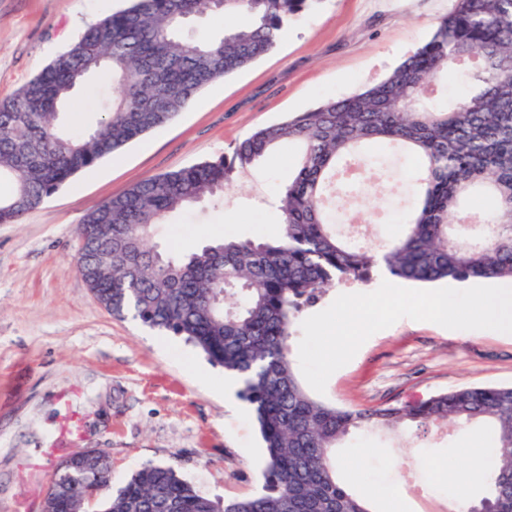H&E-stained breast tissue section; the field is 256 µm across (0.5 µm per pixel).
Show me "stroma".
<instances>
[{
    "instance_id": "obj_1",
    "label": "stroma",
    "mask_w": 512,
    "mask_h": 512,
    "mask_svg": "<svg viewBox=\"0 0 512 512\" xmlns=\"http://www.w3.org/2000/svg\"><path fill=\"white\" fill-rule=\"evenodd\" d=\"M455 0H316L268 54L198 94L172 121L78 173L16 224H0V512H42L65 457L102 449L121 484L142 464L176 468L214 499L259 493L264 451L250 406L224 396L225 373L181 338L118 318L74 269L87 208L132 184L210 159L288 114L380 79L423 46ZM117 0H0V100L10 98ZM297 149L272 152L220 205L173 213L160 250L179 254L231 233L279 231L275 201ZM512 385V335L403 318L329 378L325 400L349 409L413 403L452 388ZM494 444L479 424L415 434L359 431L336 455L361 495L383 490L407 512L436 499L441 474L473 466L458 450Z\"/></svg>"
}]
</instances>
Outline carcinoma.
I'll return each instance as SVG.
<instances>
[{
	"label": "carcinoma",
	"instance_id": "cac0c4a2",
	"mask_svg": "<svg viewBox=\"0 0 512 512\" xmlns=\"http://www.w3.org/2000/svg\"><path fill=\"white\" fill-rule=\"evenodd\" d=\"M209 0H131L57 53L0 101V224L18 222L77 173L172 120L198 92L273 49L288 21L316 0H220L245 25L221 39L187 41L178 27ZM450 72L469 87L444 99ZM106 76L115 96L79 136L59 108L85 80ZM299 157L283 186L272 239L221 238L173 259L154 250L155 226L186 207L223 202L270 150ZM365 146L415 161V197L401 232L374 247L336 231L333 198L368 171ZM492 197L489 213L478 200ZM74 267L112 315L182 337L239 378L265 444L262 491L219 502L173 467L148 463L112 488L107 455L61 463L47 512H372L338 478L335 449L354 430L486 423L496 464L483 499L512 478V387H460L413 405L346 409L312 396L290 358L298 314L335 285L385 274L428 284L512 279V0H456L431 40L364 90L262 127L212 159L134 183L92 206L78 228ZM112 249V265L100 254Z\"/></svg>",
	"mask_w": 512,
	"mask_h": 512
}]
</instances>
